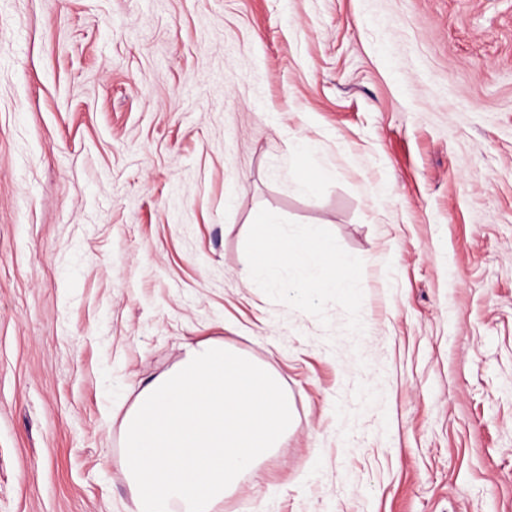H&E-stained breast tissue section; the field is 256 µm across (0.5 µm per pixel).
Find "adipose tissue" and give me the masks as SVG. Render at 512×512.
<instances>
[{
  "mask_svg": "<svg viewBox=\"0 0 512 512\" xmlns=\"http://www.w3.org/2000/svg\"><path fill=\"white\" fill-rule=\"evenodd\" d=\"M251 248L260 257L251 269L252 274L268 273L273 263L280 261L297 271V278L282 286L293 298L309 301L321 290L347 289L354 285L349 273L338 275L326 269V260L336 254V244L321 227L309 226L289 233L265 218Z\"/></svg>",
  "mask_w": 512,
  "mask_h": 512,
  "instance_id": "ef3b65f1",
  "label": "adipose tissue"
}]
</instances>
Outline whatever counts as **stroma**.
Instances as JSON below:
<instances>
[{
	"label": "stroma",
	"instance_id": "obj_1",
	"mask_svg": "<svg viewBox=\"0 0 512 512\" xmlns=\"http://www.w3.org/2000/svg\"><path fill=\"white\" fill-rule=\"evenodd\" d=\"M264 215L354 288L246 279ZM220 343L294 420L216 512H512V0H0V512H137Z\"/></svg>",
	"mask_w": 512,
	"mask_h": 512
}]
</instances>
